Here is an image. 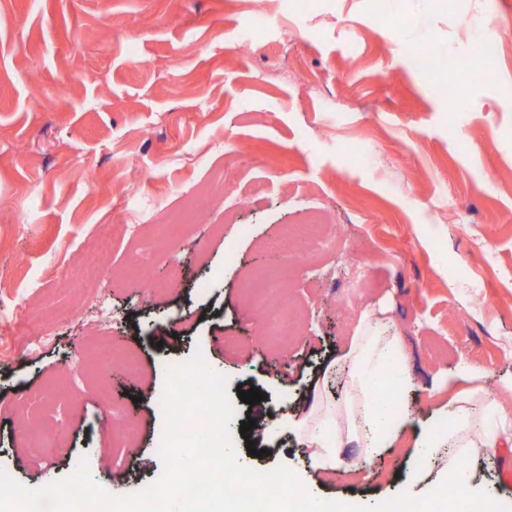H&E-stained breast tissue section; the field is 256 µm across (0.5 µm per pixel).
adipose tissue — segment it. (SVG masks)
<instances>
[{
  "label": "adipose tissue",
  "instance_id": "1",
  "mask_svg": "<svg viewBox=\"0 0 512 512\" xmlns=\"http://www.w3.org/2000/svg\"><path fill=\"white\" fill-rule=\"evenodd\" d=\"M343 361L348 367L350 389L343 406L324 409L317 405L307 417L298 421L286 418L279 424L280 430L298 431L302 445L311 451L315 468L327 476L340 470L347 442L357 441L363 458L372 459L407 429L406 420L392 417L385 402L377 396L381 388L401 389L412 380L400 338L383 335L377 325H366L353 337ZM449 407L452 424L444 442L450 448L448 468L422 499L429 510L439 495L446 493L452 478L459 481L464 496H477L472 477L459 468L462 457L473 453L490 462L499 448L512 446V416L503 412L496 400L484 398L474 403L457 398ZM444 443L424 431L415 451L430 458Z\"/></svg>",
  "mask_w": 512,
  "mask_h": 512
}]
</instances>
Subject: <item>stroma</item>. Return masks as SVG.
Instances as JSON below:
<instances>
[{"mask_svg":"<svg viewBox=\"0 0 512 512\" xmlns=\"http://www.w3.org/2000/svg\"><path fill=\"white\" fill-rule=\"evenodd\" d=\"M0 0V472L38 487L87 461L113 495L163 469L159 402L169 365L202 353L228 394L258 387L230 424L240 462L284 467L311 496L369 512L437 473L416 438L449 419L448 378L512 414V0ZM497 22L491 75L412 68L427 42L472 57L471 29ZM464 86L462 103L439 86ZM257 200L248 193L255 185ZM323 211L327 224H308ZM143 224L125 236L129 220ZM329 240L309 263L265 258L284 225ZM112 248L94 278L70 287L100 225ZM237 258L228 263L225 250ZM176 252L181 280H166ZM254 271L279 275L296 334L263 335L244 301ZM112 311L111 369L93 337ZM401 338L413 385L396 394L413 424L371 461L349 452L316 471L292 433L314 390L343 401L341 358L361 322ZM53 346L30 349L32 324ZM134 358L128 370L124 357ZM138 428L112 445V406ZM257 418L267 453L240 425ZM61 447L29 454L34 433ZM477 489L512 512L498 462L471 456Z\"/></svg>","mask_w":512,"mask_h":512,"instance_id":"stroma-1","label":"stroma"}]
</instances>
